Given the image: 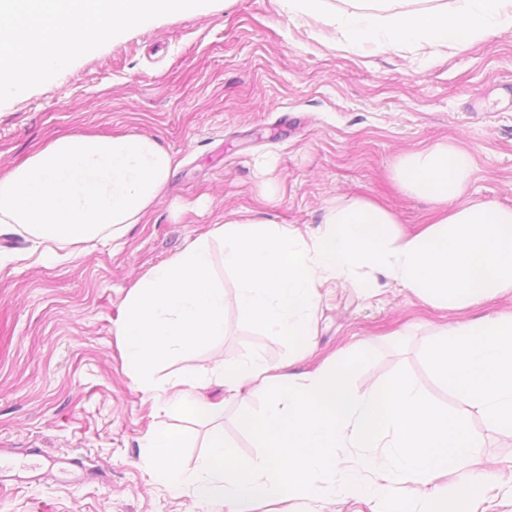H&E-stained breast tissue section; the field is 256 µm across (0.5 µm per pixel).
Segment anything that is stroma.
Returning <instances> with one entry per match:
<instances>
[{
  "label": "stroma",
  "mask_w": 512,
  "mask_h": 512,
  "mask_svg": "<svg viewBox=\"0 0 512 512\" xmlns=\"http://www.w3.org/2000/svg\"><path fill=\"white\" fill-rule=\"evenodd\" d=\"M132 132L154 137L176 169L119 244L96 241L79 257L23 266L13 257L33 250V238L0 235V454L22 462L39 448L81 457L92 470L68 487L50 475L13 485L0 493V512H203L191 492L154 480L146 435L164 427L182 436L188 471L218 424L233 452L254 457L260 450L238 420L262 412L270 396L247 387L217 421L161 408L132 380L112 333L129 288L228 212L312 234L332 202L367 197L412 232L431 206L399 191L391 173L407 153L437 143L473 157L464 202L512 206V30L442 49L356 52L334 27L289 12L288 0H214L208 15L150 20L0 104V175L65 135ZM212 251L228 297L224 334L159 366L156 380L251 353L295 374L329 359L347 363L361 391L404 377L466 422L498 479L470 512H512V430L489 427L429 364L448 326L512 312V298L449 310L383 276L370 295L339 286L323 299L318 334L300 357L287 337L241 319L221 245ZM253 512L372 510L364 498L315 495L262 502Z\"/></svg>",
  "instance_id": "stroma-1"
}]
</instances>
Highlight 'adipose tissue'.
Instances as JSON below:
<instances>
[{"instance_id": "1", "label": "adipose tissue", "mask_w": 512, "mask_h": 512, "mask_svg": "<svg viewBox=\"0 0 512 512\" xmlns=\"http://www.w3.org/2000/svg\"><path fill=\"white\" fill-rule=\"evenodd\" d=\"M289 11L322 18L349 47L428 44L447 46L489 39L512 28V0H351L331 11L328 0H289ZM460 148L439 144L404 156L393 178L400 190L428 199L435 217L404 234L397 217L371 198L339 201L324 227L304 236L294 225L228 219L207 238L187 243L128 291L114 333L133 380L147 394L163 391L167 405L211 417L223 402L205 403L197 390L204 374L187 371L158 386L155 368L193 352L224 333L226 296L213 277L212 243L222 246L225 269L236 281L241 316L309 347L322 293L349 285L373 293L376 271L436 306H467L512 292V207L460 201L471 176ZM173 157L152 137L68 135L0 176V225L40 241L76 244L119 240L163 194ZM435 375L487 423L512 429V314L450 327L430 352ZM213 372L225 400L245 386L271 392L241 428L260 453H232L223 428L209 435L196 474L177 464L179 435L158 429L146 438L154 476L173 492L192 488L211 512H251L260 499L325 491L332 498L372 496L374 512H456V502L489 485L494 475L476 456L466 424L398 379L384 388L353 389L339 365L295 375L249 356ZM352 448L351 466L338 469L339 449ZM470 478L439 488L447 469ZM424 488L420 502L399 499L400 485Z\"/></svg>"}]
</instances>
